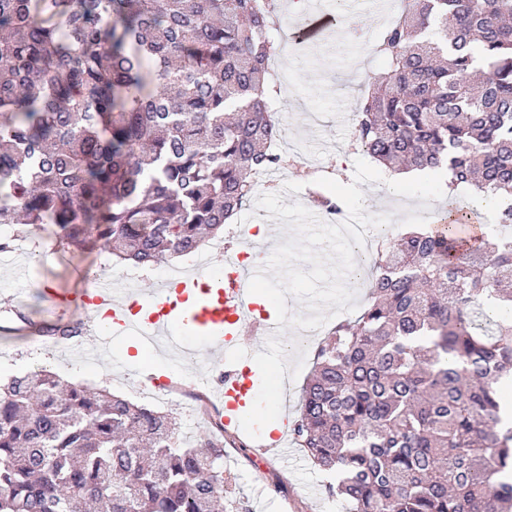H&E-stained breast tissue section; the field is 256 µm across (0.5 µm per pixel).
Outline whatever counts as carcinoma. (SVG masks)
I'll return each mask as SVG.
<instances>
[{"label": "carcinoma", "mask_w": 512, "mask_h": 512, "mask_svg": "<svg viewBox=\"0 0 512 512\" xmlns=\"http://www.w3.org/2000/svg\"><path fill=\"white\" fill-rule=\"evenodd\" d=\"M280 0H0V224L151 266L285 163ZM353 145L512 199V0H408ZM492 243L411 230L319 344L293 439L350 512H512V202ZM489 309L503 318L480 332ZM224 446L40 370L0 386V512H224Z\"/></svg>", "instance_id": "cac0c4a2"}]
</instances>
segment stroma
<instances>
[{
    "mask_svg": "<svg viewBox=\"0 0 512 512\" xmlns=\"http://www.w3.org/2000/svg\"><path fill=\"white\" fill-rule=\"evenodd\" d=\"M385 25L382 17L363 5L325 0L323 8L309 12L302 28L307 53L289 56L285 62L288 87L282 90L277 105L283 129L279 144L299 146L311 156L315 168L336 170L337 180L344 184L352 182L354 172L337 170L336 144L349 142L352 106L358 105L363 89L387 67L373 46ZM361 189L368 213H392L389 240L404 234L402 221L408 211L419 206V199L394 195L382 183L366 182ZM6 230L26 242L27 248L0 263L1 317L23 301L32 320L42 322V289L70 291L81 287L83 276L96 275L100 269L115 277L126 270L100 249L81 250L21 224L7 225ZM106 349V356L90 362L70 353L67 344L43 339L39 333L0 332V384L43 369L92 389L109 387L114 395L170 414L185 441L212 435L213 416L220 409L217 393L201 390L196 379L203 373H218V366L201 356L181 363L175 371L177 389L161 395L135 381V374L145 370L146 364L133 361L126 338L107 343ZM260 420V415L249 414L239 428L223 433L228 497L245 501L251 512H346L344 502L329 501L325 490L328 475L314 467L298 444H291L285 453L272 448L256 455L255 442L262 436Z\"/></svg>",
    "mask_w": 512,
    "mask_h": 512,
    "instance_id": "stroma-1",
    "label": "stroma"
}]
</instances>
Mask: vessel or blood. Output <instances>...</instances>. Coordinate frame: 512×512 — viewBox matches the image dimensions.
Wrapping results in <instances>:
<instances>
[{
	"label": "vessel or blood",
	"mask_w": 512,
	"mask_h": 512,
	"mask_svg": "<svg viewBox=\"0 0 512 512\" xmlns=\"http://www.w3.org/2000/svg\"><path fill=\"white\" fill-rule=\"evenodd\" d=\"M459 215L453 204L439 211L432 226L434 234L444 237L452 232L464 240L478 237L479 226L459 223ZM252 275V269L240 267L228 252L220 276L200 267L173 287L123 293L101 282L89 294L91 303L109 318L113 336L164 341L170 358L179 361L187 357L182 337L201 336L207 341V357L220 360L243 350L246 333H253L262 346L276 332L275 315L248 291ZM253 386L248 372L233 367L225 370V424L239 421Z\"/></svg>",
	"instance_id": "obj_1"
}]
</instances>
